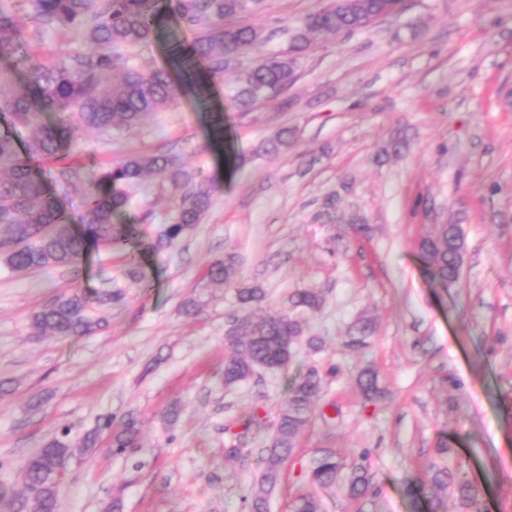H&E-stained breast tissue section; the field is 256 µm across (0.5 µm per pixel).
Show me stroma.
Listing matches in <instances>:
<instances>
[{"mask_svg":"<svg viewBox=\"0 0 512 512\" xmlns=\"http://www.w3.org/2000/svg\"><path fill=\"white\" fill-rule=\"evenodd\" d=\"M324 5L261 0L240 22L266 41L241 68L287 52L298 21ZM212 111L224 114L225 149L244 160L230 172L210 144ZM284 127L287 148L261 152ZM169 151L221 182L183 237L159 244L177 198L155 190L114 217L135 228L129 251L94 248L27 273L0 263V481L25 497L24 460L66 427L74 456L58 512H112L116 500L121 512H247L288 385L314 369L322 389L268 512L302 498L319 512H414L405 480L431 466L478 486L484 512H512V0H403L367 28L317 36L288 87L249 111L227 78L209 108L184 94L111 145L83 135L82 175ZM29 160L82 223L83 194L56 179V162ZM441 224L461 225L466 243L448 288L418 254ZM227 257L234 281L212 282L210 264ZM243 286L263 300L239 306ZM78 289L123 292L119 305L94 306L103 330H31L34 311ZM301 292L319 308L295 306ZM274 312L301 323L293 360L225 386L228 330ZM361 318L374 331L347 347ZM367 367L382 391L373 400L357 385ZM130 418L140 445L115 453L111 435ZM326 451L344 472L330 486L310 477ZM358 466L371 487L355 498L345 475Z\"/></svg>","mask_w":512,"mask_h":512,"instance_id":"1","label":"stroma"}]
</instances>
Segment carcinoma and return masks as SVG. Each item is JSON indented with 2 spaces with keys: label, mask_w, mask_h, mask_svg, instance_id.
<instances>
[{
  "label": "carcinoma",
  "mask_w": 512,
  "mask_h": 512,
  "mask_svg": "<svg viewBox=\"0 0 512 512\" xmlns=\"http://www.w3.org/2000/svg\"><path fill=\"white\" fill-rule=\"evenodd\" d=\"M255 0H27L31 18L41 30L80 33L90 51L59 56L48 63L35 62L30 41L14 15L0 5V112L11 122L32 130L34 151L60 163L59 177L81 190L87 198V220L80 228L69 222L64 207L53 198L21 156L9 132L0 131V260L11 270L25 273L50 266H69L81 261L92 247L125 251L133 238L129 224H116L113 216L130 202L128 189L145 188V174L158 178V187L178 198L161 241L170 243L201 223L220 189L217 175L186 167L180 155L133 154L103 166L96 178L86 183L81 167L74 163L77 141L84 133L105 139L138 126L147 116L167 107L181 93L197 100L206 99L211 84L233 70L231 59L265 42L261 29L251 25L227 26L224 20L250 9ZM401 0H331L320 11L309 15L293 30L288 53L264 56L239 72L234 98L246 112L261 97L280 92L297 60L312 46L313 34H345L365 28L372 21L388 16ZM194 32L187 43L171 34L167 53L171 69L142 71L130 62L135 49L151 42L168 26L169 20ZM23 68L27 81H14L13 73ZM182 83L176 84L172 71ZM57 112L55 123L43 115ZM420 260L434 281L457 282L465 254V240L457 224H442L432 238L420 242ZM212 280L229 281L234 275L230 261L216 260L209 268ZM102 327V319L91 314L83 292L57 297L31 318V328L39 333L80 337ZM302 335L300 324L283 313H267L247 321L244 330L228 332L229 353L224 359V385L247 381L258 368L277 370L288 365L296 341ZM358 386L368 398L381 390L376 373L363 370ZM322 387V379L310 370L294 379L288 401L282 410L276 432L264 459L262 487L250 501V512H267L266 496L277 482L281 466L292 454L295 440L307 423ZM139 430L130 420L111 438L112 448L121 453L138 447ZM72 456L71 448L54 438L25 461L22 467L27 512H57L64 478L61 462ZM340 464L328 453L314 461L312 478L320 484L336 481ZM369 480L362 468L349 475L354 496L364 494ZM448 485V473L435 470L429 479L414 477L406 492L414 502L429 503V512H440L441 505L431 487ZM457 492L464 506L480 512L476 487L463 478Z\"/></svg>",
  "instance_id": "cac0c4a2"
}]
</instances>
